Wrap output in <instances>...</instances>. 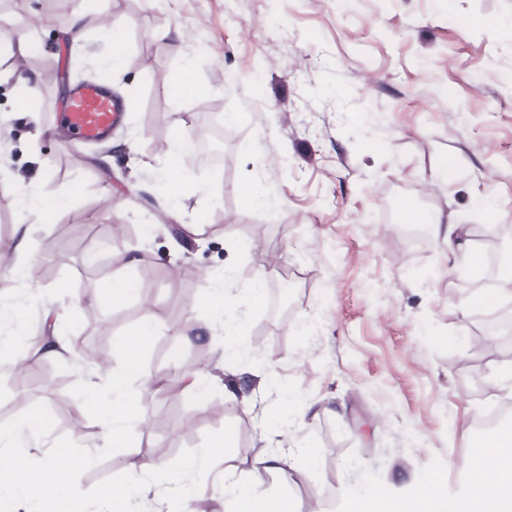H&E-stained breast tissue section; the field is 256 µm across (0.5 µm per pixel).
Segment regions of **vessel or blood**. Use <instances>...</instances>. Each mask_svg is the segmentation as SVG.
Here are the masks:
<instances>
[{"instance_id": "1", "label": "vessel or blood", "mask_w": 512, "mask_h": 512, "mask_svg": "<svg viewBox=\"0 0 512 512\" xmlns=\"http://www.w3.org/2000/svg\"><path fill=\"white\" fill-rule=\"evenodd\" d=\"M125 110V104L115 99L107 87L84 83L69 90L56 118L69 128L74 140L101 141L111 135Z\"/></svg>"}]
</instances>
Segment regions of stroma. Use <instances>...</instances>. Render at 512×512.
Returning <instances> with one entry per match:
<instances>
[{"mask_svg": "<svg viewBox=\"0 0 512 512\" xmlns=\"http://www.w3.org/2000/svg\"><path fill=\"white\" fill-rule=\"evenodd\" d=\"M472 16L502 23L462 27ZM105 21L126 34L118 70L104 64ZM21 33L31 38L27 80L0 76V233L9 249L0 302L40 299L21 330L30 385L18 392L0 369V423L20 417V395L48 414L51 434L23 449L35 462L72 437L74 422L87 428L88 461L60 499L73 494L85 512H101L99 490L155 449L190 459L224 431L228 460L181 483L185 497L204 495L209 512H231L252 448L287 456L285 473L258 489L287 497L296 512L408 489L429 473L440 480L422 485L426 496L451 494L448 474L470 454L484 402L512 410V386L496 380L512 362V337L477 348L489 334L474 304L481 288L441 232L461 225L474 240L512 225V0H67L53 17L45 0H0V54ZM187 64L202 92L180 102L169 79ZM79 83L136 101L106 141L76 144L54 119ZM26 95L33 109L19 106ZM234 112L245 120L230 122ZM212 125L222 129L223 165L194 163L167 188L159 173L168 142ZM448 157L449 182L440 176ZM245 184L261 204L242 203ZM27 188L64 198L55 223L22 213ZM407 199L429 223H401L386 207ZM116 224L131 235L111 238L101 267L85 269L84 253ZM273 252L298 276L282 291L280 317L250 297ZM114 254L138 285L119 307L93 297ZM229 267L235 312L200 332L201 302ZM147 313L157 331L142 365L170 385L140 398L152 427L113 448L78 410L97 387L86 354L112 347ZM231 325L248 353H225ZM35 334L59 352L43 355ZM178 372L198 375L206 397L172 385ZM274 380L306 410L291 425L280 419ZM239 382L250 395L236 396Z\"/></svg>", "mask_w": 512, "mask_h": 512, "instance_id": "obj_1", "label": "stroma"}]
</instances>
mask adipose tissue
<instances>
[{"label":"adipose tissue","instance_id":"obj_1","mask_svg":"<svg viewBox=\"0 0 512 512\" xmlns=\"http://www.w3.org/2000/svg\"><path fill=\"white\" fill-rule=\"evenodd\" d=\"M157 328L153 315H143L131 336L119 337L113 349L121 358L119 368L105 371L104 397H90L82 406L101 429L113 448L126 447L132 426L141 425L144 415L134 385L150 388L152 381L142 371V358ZM51 429L47 413L27 412L17 421L0 425V485L17 487L35 501L37 512H75L73 501L61 500L59 491L72 484L86 456L77 438L52 448L44 465L31 464L19 453V446ZM231 439L219 434L201 449L196 459L151 461L140 464V472L151 475L169 491H177L184 475L202 470L214 459L223 457ZM473 454L465 465L468 493L455 500L451 510H443L440 499L432 497H393L377 489L369 497L350 501L349 512H512V434L486 432L473 437ZM283 459L263 454L254 460L251 476L234 490V512H293L288 499L258 493L255 486L263 474L277 472Z\"/></svg>","mask_w":512,"mask_h":512}]
</instances>
